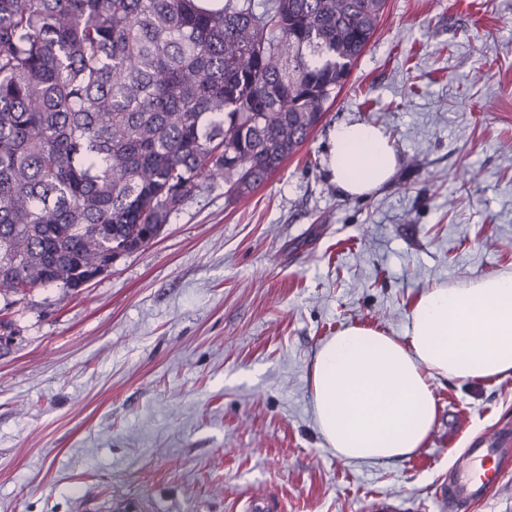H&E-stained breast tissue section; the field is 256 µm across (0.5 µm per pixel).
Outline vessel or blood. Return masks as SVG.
Returning <instances> with one entry per match:
<instances>
[{
  "label": "vessel or blood",
  "mask_w": 512,
  "mask_h": 512,
  "mask_svg": "<svg viewBox=\"0 0 512 512\" xmlns=\"http://www.w3.org/2000/svg\"><path fill=\"white\" fill-rule=\"evenodd\" d=\"M512 467V450L495 443L475 445L455 459L439 493L448 512H472L486 501Z\"/></svg>",
  "instance_id": "1"
}]
</instances>
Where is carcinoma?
Segmentation results:
<instances>
[{
    "label": "carcinoma",
    "instance_id": "carcinoma-1",
    "mask_svg": "<svg viewBox=\"0 0 512 512\" xmlns=\"http://www.w3.org/2000/svg\"><path fill=\"white\" fill-rule=\"evenodd\" d=\"M386 0H0V291H74L293 156Z\"/></svg>",
    "mask_w": 512,
    "mask_h": 512
}]
</instances>
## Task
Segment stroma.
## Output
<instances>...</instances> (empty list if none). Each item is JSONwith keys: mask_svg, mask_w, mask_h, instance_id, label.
Listing matches in <instances>:
<instances>
[{"mask_svg": "<svg viewBox=\"0 0 512 512\" xmlns=\"http://www.w3.org/2000/svg\"><path fill=\"white\" fill-rule=\"evenodd\" d=\"M370 122L399 168L362 197L325 169L329 133ZM512 271V0H387L346 86L297 154L234 203L224 179L153 243L77 291L0 294V512H447L460 452L512 435V375L434 382L411 459L339 458L310 367L337 329L404 339L439 282Z\"/></svg>", "mask_w": 512, "mask_h": 512, "instance_id": "35a3bbf8", "label": "stroma"}]
</instances>
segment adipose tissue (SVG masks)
I'll list each match as a JSON object with an SVG mask.
<instances>
[{"label": "adipose tissue", "instance_id": "1", "mask_svg": "<svg viewBox=\"0 0 512 512\" xmlns=\"http://www.w3.org/2000/svg\"><path fill=\"white\" fill-rule=\"evenodd\" d=\"M398 157L385 128L336 126L327 161L346 196L393 177ZM512 374V271L437 284L412 301L405 340L349 324L327 337L310 368L316 424L346 460H406L425 447L440 378L490 382Z\"/></svg>", "mask_w": 512, "mask_h": 512}]
</instances>
